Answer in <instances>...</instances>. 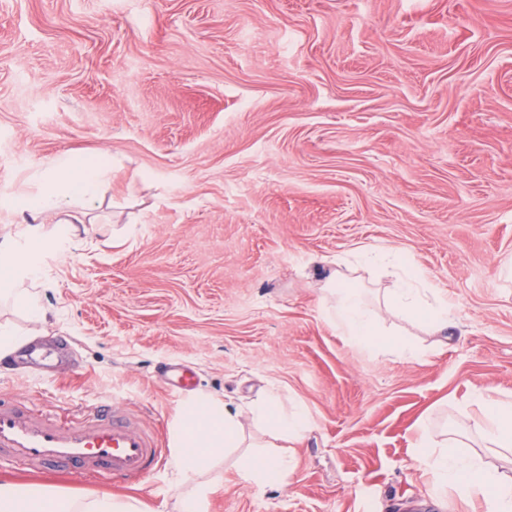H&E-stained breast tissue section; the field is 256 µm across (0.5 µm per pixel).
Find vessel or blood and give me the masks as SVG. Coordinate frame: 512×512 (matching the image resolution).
Instances as JSON below:
<instances>
[{"label":"vessel or blood","instance_id":"obj_1","mask_svg":"<svg viewBox=\"0 0 512 512\" xmlns=\"http://www.w3.org/2000/svg\"><path fill=\"white\" fill-rule=\"evenodd\" d=\"M159 443L122 415L114 404L89 415L53 419L17 405L0 406V460L67 475L109 474L138 484L150 473Z\"/></svg>","mask_w":512,"mask_h":512}]
</instances>
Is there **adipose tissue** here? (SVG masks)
I'll use <instances>...</instances> for the list:
<instances>
[{
  "label": "adipose tissue",
  "mask_w": 512,
  "mask_h": 512,
  "mask_svg": "<svg viewBox=\"0 0 512 512\" xmlns=\"http://www.w3.org/2000/svg\"><path fill=\"white\" fill-rule=\"evenodd\" d=\"M110 170L111 159L104 152L92 158L60 154L35 175L39 190L23 205L36 216L65 213L72 201L95 200ZM75 235V227L69 224L50 232L39 224H25L0 242V303L9 305L27 322H44L47 309L37 290L43 261L47 255L67 252ZM358 257L362 264L394 277L393 288L384 296L389 308L437 331L452 322L447 300L433 291L404 254L390 247L362 248ZM324 293L330 301L329 320L353 342L365 348L382 345L398 355L414 356L412 344L384 340L365 289L352 284L341 269L332 271ZM473 402L483 412V434L489 447L511 448L512 399L479 394ZM250 413L254 420L286 436L301 435L308 427L303 409L286 410L271 393L255 402ZM241 439L240 415L225 407L222 400L199 395L181 401L171 426V464L178 483L174 512H203L212 487L207 471L223 457L225 449L239 447ZM414 462L431 474L440 493L452 488L465 497H482L485 512H512V475L489 467L481 454L460 453L456 439L422 432ZM287 469L285 458L250 456L241 462L240 477L250 485L275 486L282 482ZM0 512H141V502L134 497L117 499L106 493L78 494L42 483L0 480Z\"/></svg>",
  "instance_id": "adipose-tissue-1"
}]
</instances>
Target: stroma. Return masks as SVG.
<instances>
[{
  "label": "stroma",
  "instance_id": "1",
  "mask_svg": "<svg viewBox=\"0 0 512 512\" xmlns=\"http://www.w3.org/2000/svg\"><path fill=\"white\" fill-rule=\"evenodd\" d=\"M63 152L112 173L43 267L31 333L63 356L0 371V399L114 400L162 446L132 493L172 512V359L243 422L205 512H483L413 456L425 425L479 446L473 396H512V0H0V234ZM365 246L403 251L457 317L427 333L355 271L417 357L325 315L315 259ZM269 392L305 408L302 437L251 422ZM279 453L281 484H242L240 457Z\"/></svg>",
  "mask_w": 512,
  "mask_h": 512
}]
</instances>
